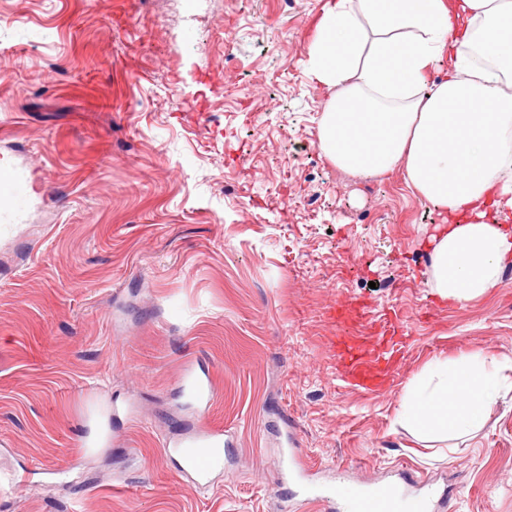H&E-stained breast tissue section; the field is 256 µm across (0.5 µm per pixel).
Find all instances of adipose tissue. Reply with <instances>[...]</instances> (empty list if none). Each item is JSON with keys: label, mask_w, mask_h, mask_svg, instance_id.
I'll use <instances>...</instances> for the list:
<instances>
[{"label": "adipose tissue", "mask_w": 512, "mask_h": 512, "mask_svg": "<svg viewBox=\"0 0 512 512\" xmlns=\"http://www.w3.org/2000/svg\"><path fill=\"white\" fill-rule=\"evenodd\" d=\"M303 62L329 100L320 151L337 169L398 170L444 216L426 237L430 286L473 301L512 264V0H326ZM512 358L435 361L401 421L479 430Z\"/></svg>", "instance_id": "ef3b65f1"}]
</instances>
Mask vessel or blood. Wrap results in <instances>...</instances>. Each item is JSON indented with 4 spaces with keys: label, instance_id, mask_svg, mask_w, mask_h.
<instances>
[{
    "label": "vessel or blood",
    "instance_id": "1",
    "mask_svg": "<svg viewBox=\"0 0 512 512\" xmlns=\"http://www.w3.org/2000/svg\"><path fill=\"white\" fill-rule=\"evenodd\" d=\"M29 200L25 181L13 169H0V217L8 218L23 212ZM338 361L349 378L359 384L373 380L375 372L390 373L395 354L394 340H385L378 352L376 365L361 361L356 343L346 340L337 343ZM183 385L188 389L192 401L201 407L208 406L214 398L213 387L208 377L188 370ZM224 434L218 430H204L190 439L167 449V456L176 458L182 471L193 476L197 485L204 486L214 470L224 466ZM344 507V512H401L403 496L397 485L377 483L372 491L365 492L357 486L342 484L335 488Z\"/></svg>",
    "mask_w": 512,
    "mask_h": 512
}]
</instances>
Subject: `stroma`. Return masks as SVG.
Returning a JSON list of instances; mask_svg holds the SVG:
<instances>
[{"label":"stroma","instance_id":"stroma-1","mask_svg":"<svg viewBox=\"0 0 512 512\" xmlns=\"http://www.w3.org/2000/svg\"><path fill=\"white\" fill-rule=\"evenodd\" d=\"M165 2L0 0V163L35 188L0 222V512H343L332 487L376 480L512 512V389L475 433L397 422L435 360L512 355V265L441 300L419 246L440 212L322 155L303 59L324 0ZM391 325L395 377L347 382L333 337ZM195 358L202 413L178 387ZM207 427L224 467L198 487L164 443Z\"/></svg>","mask_w":512,"mask_h":512}]
</instances>
